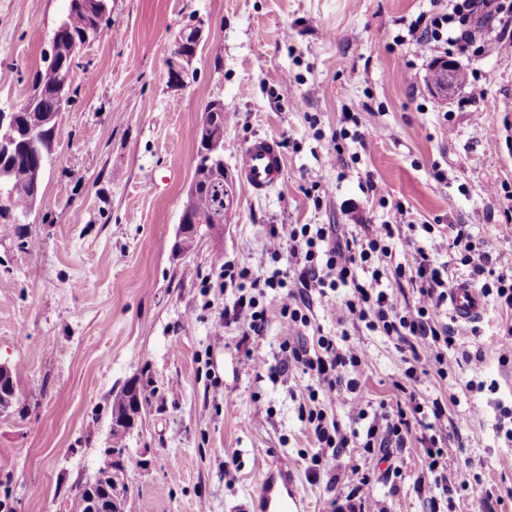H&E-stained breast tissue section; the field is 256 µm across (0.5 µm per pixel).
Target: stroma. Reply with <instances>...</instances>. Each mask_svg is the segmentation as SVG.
<instances>
[{
  "label": "stroma",
  "instance_id": "stroma-1",
  "mask_svg": "<svg viewBox=\"0 0 512 512\" xmlns=\"http://www.w3.org/2000/svg\"><path fill=\"white\" fill-rule=\"evenodd\" d=\"M111 28L77 53L73 101L59 118L42 194L18 224H0V364L16 374L19 400L0 413V512H78V491L111 444L112 400L130 378L144 392L142 418L113 461L126 486L124 512H248L272 458L291 470L308 512H334L327 476L309 477L316 447L300 406L309 375L257 376L249 353L277 349L285 331L274 293L263 335L236 323L214 341L236 288L218 277L230 260L252 270L287 268L273 224H330L344 238L364 225L402 221L382 259V287L412 260L407 237L450 277L466 268L444 243L468 225L491 251L512 250V55L459 58L487 88L469 104L464 87L444 99L431 79L434 46L406 40L418 16L453 0H110ZM68 0H0V114L22 106ZM200 27L186 85L168 60L180 32ZM224 111V166L258 136L281 145L286 173L263 195L245 182L224 224L200 227L192 248L173 245L193 180L197 127L210 105ZM363 143L337 142L340 129ZM340 157H333L334 148ZM386 188L367 190L368 181ZM158 182L147 191L149 182ZM496 194H489V187ZM512 312L486 297L479 322L458 324L447 379L422 377L424 402L448 401L463 435L469 475L493 496L454 492L447 512H512V363L499 343ZM303 336H347L368 358L346 368L358 408L337 400L342 427L366 431L394 404L406 365L397 339L364 323L338 326L314 309ZM482 350V362H462ZM473 388H465V381ZM420 430L404 447H349L336 471L361 466L374 480L370 512H429L414 486L432 482ZM238 479L224 482L225 463Z\"/></svg>",
  "mask_w": 512,
  "mask_h": 512
}]
</instances>
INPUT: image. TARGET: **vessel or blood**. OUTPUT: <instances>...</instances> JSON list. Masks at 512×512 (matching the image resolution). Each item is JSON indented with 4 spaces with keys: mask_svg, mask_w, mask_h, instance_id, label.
<instances>
[{
    "mask_svg": "<svg viewBox=\"0 0 512 512\" xmlns=\"http://www.w3.org/2000/svg\"><path fill=\"white\" fill-rule=\"evenodd\" d=\"M240 169L253 193L275 188L286 172L278 141L269 137L252 140L241 154ZM448 308L457 321L472 323L482 316L484 300L469 282L460 280L448 292ZM257 512H301L299 494L284 467L269 469L262 478Z\"/></svg>",
    "mask_w": 512,
    "mask_h": 512,
    "instance_id": "1",
    "label": "vessel or blood"
}]
</instances>
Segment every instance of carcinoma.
Returning a JSON list of instances; mask_svg holds the SVG:
<instances>
[{
  "instance_id": "obj_1",
  "label": "carcinoma",
  "mask_w": 512,
  "mask_h": 512,
  "mask_svg": "<svg viewBox=\"0 0 512 512\" xmlns=\"http://www.w3.org/2000/svg\"><path fill=\"white\" fill-rule=\"evenodd\" d=\"M90 2L98 5V8L88 12L78 7L76 0H69L68 13L53 34L58 48V65L42 66L35 75L32 92L38 95L41 110L48 114L56 112L54 91L59 74L72 69L74 51L84 44L87 30L111 23L109 0ZM28 122L29 113L20 110L13 114L15 142L9 153L0 154V165L8 171L6 181L13 189L9 206L0 209V222L3 224H15L27 216L30 202L42 192L43 172L51 153L54 128H49L43 135H33ZM194 182L203 198L210 195L216 182L213 171L207 169L200 156L196 159Z\"/></svg>"
}]
</instances>
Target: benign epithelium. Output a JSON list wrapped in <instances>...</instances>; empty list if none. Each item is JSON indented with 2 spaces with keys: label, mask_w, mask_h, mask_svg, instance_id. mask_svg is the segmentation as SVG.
Instances as JSON below:
<instances>
[{
  "label": "benign epithelium",
  "mask_w": 512,
  "mask_h": 512,
  "mask_svg": "<svg viewBox=\"0 0 512 512\" xmlns=\"http://www.w3.org/2000/svg\"><path fill=\"white\" fill-rule=\"evenodd\" d=\"M198 41V29L182 36L180 43L189 46L187 52L172 56L169 62L170 79L182 83L187 73L185 63L196 52ZM72 84L71 75H65L60 79L57 90V112L62 113L67 110L71 101ZM198 142L202 148L203 155L206 157V165L212 170H219L224 175V187L218 191L216 200H200L196 188H191L188 192V201L185 203L181 219L179 221L178 244L181 249L187 245L188 241L193 239V229L187 224L186 215L196 207L204 206L215 224L224 223V216L231 211L235 202V178L224 168V159L222 156L224 149V122L218 112H207L198 125ZM126 390L129 396L133 397V405L126 414L118 418V421L126 425L128 429H133L138 423L142 412V393L135 381L128 382ZM124 494V485L120 483L117 474L108 470L98 473L94 478L88 481L81 492L79 504L80 512H122L121 502Z\"/></svg>",
  "instance_id": "benign-epithelium-1"
}]
</instances>
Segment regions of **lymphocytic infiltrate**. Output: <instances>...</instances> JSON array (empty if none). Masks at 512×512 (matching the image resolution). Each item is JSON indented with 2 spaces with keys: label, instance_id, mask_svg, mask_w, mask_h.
<instances>
[{
  "label": "lymphocytic infiltrate",
  "instance_id": "1",
  "mask_svg": "<svg viewBox=\"0 0 512 512\" xmlns=\"http://www.w3.org/2000/svg\"><path fill=\"white\" fill-rule=\"evenodd\" d=\"M511 11L504 0H457L451 13L412 21L407 34L419 43H443L451 56L477 50L511 54L512 30L508 27H501L498 34L487 39L476 38L470 28L476 16L489 18ZM450 230L452 246L467 267L470 282L484 295L495 296L500 308L512 311V252L492 253L485 244L473 240L466 225L454 224ZM269 234L287 245L292 272L277 268L268 274L256 273L224 262L221 277L238 283L240 290L224 318L254 335H262L268 314L259 297L270 290L278 291L280 317L287 331L278 357L269 361L267 352L259 347L251 351L250 357L259 373L298 369L312 376L315 387L309 394L312 406L307 419L317 450L310 457L309 472L316 477L331 472L337 453L349 447L350 433L328 415L327 408L335 404L339 395L343 370L350 365L360 366L367 358L360 344L342 346L330 336L318 337L312 347L293 339V331L309 323L312 308L318 305L337 324L365 319L370 328L397 337L409 346L412 362L404 372V381L396 385L399 397L395 406L382 412L381 424L368 427L363 448H384L392 440L403 443L411 430L412 417L430 411L428 427L432 434L425 456L435 478L432 483L417 484V491L424 493L431 512H439L441 501L449 499L459 485L472 498L485 500L488 491L482 483H469L462 474L451 477L446 472L463 448L458 444L457 432L448 428L443 401L433 400L426 409L417 398L421 377L434 374L444 379L451 369L448 351L456 343L455 331L442 323L440 315L452 286L447 267L436 264L421 248L416 249L411 263L397 267V279L410 284L417 295L415 306L410 308L402 305L394 292L380 288L378 276L362 281L356 275L357 269L367 266L374 254L386 252L388 241L395 235L393 225L368 224L363 233L342 242L332 241L333 228L328 224H273ZM340 287L347 290L344 300L332 302L331 291Z\"/></svg>",
  "mask_w": 512,
  "mask_h": 512
}]
</instances>
